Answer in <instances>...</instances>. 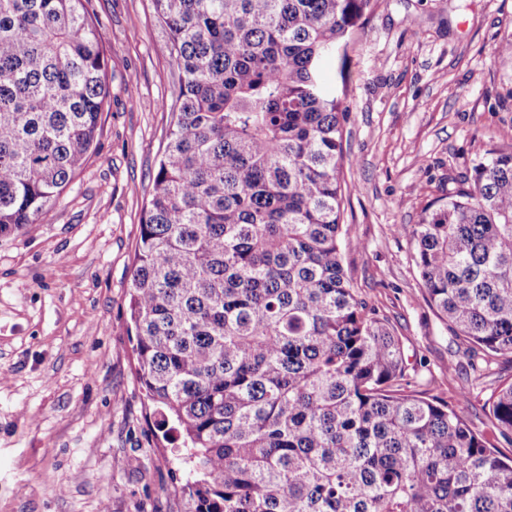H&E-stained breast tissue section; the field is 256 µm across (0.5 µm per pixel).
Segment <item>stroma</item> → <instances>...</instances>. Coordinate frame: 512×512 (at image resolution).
<instances>
[{"mask_svg":"<svg viewBox=\"0 0 512 512\" xmlns=\"http://www.w3.org/2000/svg\"><path fill=\"white\" fill-rule=\"evenodd\" d=\"M109 96L84 169L38 223L0 235V512H184L188 476L136 375L129 287L179 71L152 0H89ZM512 0H377L346 48L344 266L404 342L414 390L512 455L474 370L426 302L397 224L418 223L490 145L512 144ZM467 401H459L460 389Z\"/></svg>","mask_w":512,"mask_h":512,"instance_id":"35a3bbf8","label":"stroma"}]
</instances>
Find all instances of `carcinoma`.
I'll list each match as a JSON object with an SVG mask.
<instances>
[{
    "label": "carcinoma",
    "mask_w": 512,
    "mask_h": 512,
    "mask_svg": "<svg viewBox=\"0 0 512 512\" xmlns=\"http://www.w3.org/2000/svg\"><path fill=\"white\" fill-rule=\"evenodd\" d=\"M87 0H0V234L82 170L109 87ZM377 0H153L175 120L140 224L138 379L186 452L187 512H512V457L410 390L343 265V123L324 65ZM410 241L465 353L512 355V145ZM512 441V382L491 404Z\"/></svg>",
    "instance_id": "1"
}]
</instances>
